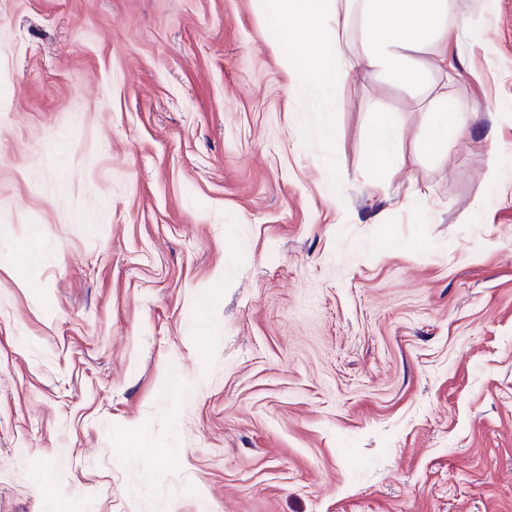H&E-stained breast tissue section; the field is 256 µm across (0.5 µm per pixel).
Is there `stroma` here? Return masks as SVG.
Listing matches in <instances>:
<instances>
[{
  "label": "stroma",
  "instance_id": "stroma-1",
  "mask_svg": "<svg viewBox=\"0 0 512 512\" xmlns=\"http://www.w3.org/2000/svg\"><path fill=\"white\" fill-rule=\"evenodd\" d=\"M260 6L0 0V512H512V0L434 155ZM379 118L370 130L373 158L386 171L389 167L404 164L405 157L398 152L399 123L393 112H380Z\"/></svg>",
  "mask_w": 512,
  "mask_h": 512
}]
</instances>
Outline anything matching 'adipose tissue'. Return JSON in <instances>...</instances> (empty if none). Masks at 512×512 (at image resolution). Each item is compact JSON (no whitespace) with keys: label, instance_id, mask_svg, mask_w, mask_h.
Returning a JSON list of instances; mask_svg holds the SVG:
<instances>
[{"label":"adipose tissue","instance_id":"1","mask_svg":"<svg viewBox=\"0 0 512 512\" xmlns=\"http://www.w3.org/2000/svg\"><path fill=\"white\" fill-rule=\"evenodd\" d=\"M263 17L282 37L301 46H326L310 72L316 84L339 85L355 69L383 76L419 99L431 115L419 141L421 152L444 150L464 137L468 121L460 103L458 68L450 40L479 27L481 18H459L456 0H263ZM357 51H350L351 41ZM394 113H380L370 130L373 158L381 169L404 163Z\"/></svg>","mask_w":512,"mask_h":512}]
</instances>
